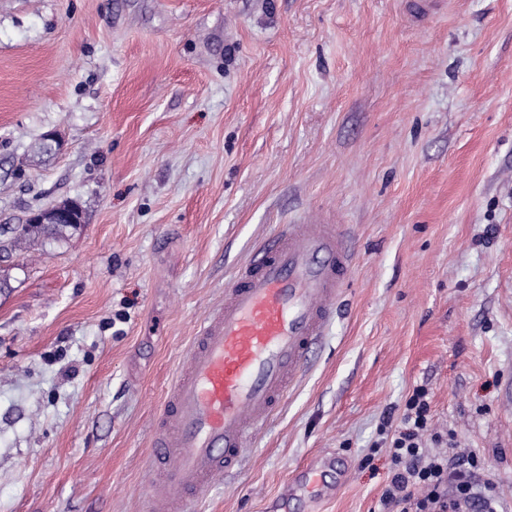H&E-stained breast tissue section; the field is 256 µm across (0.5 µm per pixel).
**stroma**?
Wrapping results in <instances>:
<instances>
[{
    "mask_svg": "<svg viewBox=\"0 0 512 512\" xmlns=\"http://www.w3.org/2000/svg\"><path fill=\"white\" fill-rule=\"evenodd\" d=\"M66 200L0 257V512H151L167 389L282 224L340 226L347 284L186 512H379L418 386L512 512V0H0V225ZM67 221L73 224H45L47 221ZM27 222L31 224H13L9 229L11 235L6 239H0V251H8L20 243L34 239H46L59 241L65 238L66 234L79 231L80 211L71 203H59L47 209L32 212Z\"/></svg>",
    "mask_w": 512,
    "mask_h": 512,
    "instance_id": "stroma-1",
    "label": "stroma"
}]
</instances>
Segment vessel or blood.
<instances>
[{"label": "vessel or blood", "mask_w": 512, "mask_h": 512, "mask_svg": "<svg viewBox=\"0 0 512 512\" xmlns=\"http://www.w3.org/2000/svg\"><path fill=\"white\" fill-rule=\"evenodd\" d=\"M352 252L333 224H286L264 242L199 324L156 419L161 501L185 508L235 470L304 371L344 290Z\"/></svg>", "instance_id": "obj_1"}]
</instances>
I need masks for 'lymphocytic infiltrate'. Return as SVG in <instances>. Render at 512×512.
<instances>
[{
	"label": "lymphocytic infiltrate",
	"instance_id": "lymphocytic-infiltrate-1",
	"mask_svg": "<svg viewBox=\"0 0 512 512\" xmlns=\"http://www.w3.org/2000/svg\"><path fill=\"white\" fill-rule=\"evenodd\" d=\"M428 391L416 387L402 412L387 410L383 427L393 428L390 479L380 512H498L496 487L478 482L486 463L476 454L435 453L422 445L430 429Z\"/></svg>",
	"mask_w": 512,
	"mask_h": 512
}]
</instances>
